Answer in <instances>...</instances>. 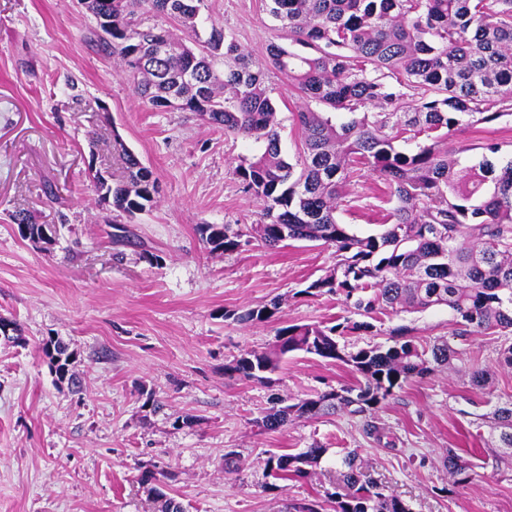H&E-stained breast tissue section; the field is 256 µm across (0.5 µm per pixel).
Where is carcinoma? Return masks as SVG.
Instances as JSON below:
<instances>
[{
  "label": "carcinoma",
  "mask_w": 512,
  "mask_h": 512,
  "mask_svg": "<svg viewBox=\"0 0 512 512\" xmlns=\"http://www.w3.org/2000/svg\"><path fill=\"white\" fill-rule=\"evenodd\" d=\"M202 0H110L112 38L96 22L93 40L137 77V93L154 110L194 112L226 134L252 138L261 149L241 163L243 188L263 204L249 238L268 248L287 241L332 246L336 265L301 293L340 295L351 317L331 326L288 325L277 330L276 348L246 350L227 371L268 383L288 354L302 352L341 361L357 374L305 399L274 398L257 426L276 430L297 419L344 412L369 418L395 391L459 359L446 341L418 345L406 330L393 344L348 351L340 339L371 334L384 311H423L446 306L455 335L512 333V155L488 141L469 166L455 169L441 142L461 126L489 123L512 110V0H266L269 14L288 30L290 45L271 43L269 64L302 98L325 107L304 108L296 119L303 135L294 163L281 155L278 110L255 64L224 28L211 26L194 49L153 22L165 18L198 34ZM165 46V53L153 48ZM498 105L499 112L489 111ZM343 110L347 121L336 123ZM426 135L430 144L398 148L402 135ZM126 181L108 185L113 209L129 216L152 205L158 193L153 173L125 153ZM368 170L383 180L393 206L382 229L359 236L337 220V201L351 175ZM22 239L43 242V225L30 213L10 215ZM197 232L212 252L241 247L231 225L200 224ZM278 310L272 302L224 318L263 322ZM45 350L58 380L74 388L73 352L51 337ZM500 434L488 447L512 450V400L494 406ZM327 449L270 455V487L311 476ZM445 463L453 484L472 479L455 448ZM341 485L330 494L332 512H409L363 472L357 450L340 462ZM171 470L143 471L138 483L160 504L159 512H184L168 494Z\"/></svg>",
  "instance_id": "1"
}]
</instances>
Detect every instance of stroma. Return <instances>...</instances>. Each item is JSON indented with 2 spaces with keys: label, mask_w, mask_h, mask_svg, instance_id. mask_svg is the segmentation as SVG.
Instances as JSON below:
<instances>
[{
  "label": "stroma",
  "mask_w": 512,
  "mask_h": 512,
  "mask_svg": "<svg viewBox=\"0 0 512 512\" xmlns=\"http://www.w3.org/2000/svg\"><path fill=\"white\" fill-rule=\"evenodd\" d=\"M219 26L256 62L288 34L265 0H202L199 30ZM93 16L81 0H0V317L16 321L20 343L0 341V512H158L138 483L142 465L171 469L169 494L186 512H283L326 500L343 449H358L369 473L410 512H512V471L487 446L493 404L512 399V368L500 366L502 336H457L448 307L387 314L376 337L348 336L355 350L406 326L420 344L444 339L464 353L454 368L417 379L377 411L376 438L342 413L261 431L256 419L272 395L294 399L353 383L339 361L289 354L271 384L227 367L245 350L265 349L288 324L339 322L342 297L303 290L331 270L333 247L298 241L270 249L250 243L209 253L201 224L244 230L259 221L260 200L236 173L253 142L212 128L191 112L145 105L120 63L90 42ZM278 108L281 150L301 148L300 102L286 78L267 70ZM490 140L512 154V114L463 126L448 143L461 163ZM131 150L158 180L152 207L129 217L103 203L95 173L123 176ZM52 183L56 198L45 195ZM390 205L370 173L352 178L338 208L358 235L377 233ZM25 209L56 227L51 242L22 240L10 214ZM159 256L149 264L145 253ZM278 301L265 322L227 319ZM55 336L75 353L80 391L58 382L42 343ZM488 370L470 391L471 366ZM162 408H145L147 397ZM318 445L327 453L313 476L269 488L265 460ZM458 449L472 480L453 486L445 451ZM236 450L241 472L226 473Z\"/></svg>",
  "instance_id": "stroma-1"
}]
</instances>
